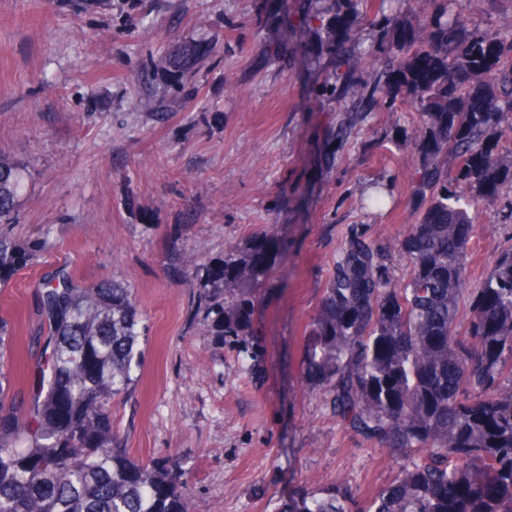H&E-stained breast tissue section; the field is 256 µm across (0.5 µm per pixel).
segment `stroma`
Segmentation results:
<instances>
[{"instance_id":"1","label":"stroma","mask_w":512,"mask_h":512,"mask_svg":"<svg viewBox=\"0 0 512 512\" xmlns=\"http://www.w3.org/2000/svg\"><path fill=\"white\" fill-rule=\"evenodd\" d=\"M315 0H0V153L20 168L14 222L28 266L0 289L13 376H37V296L64 269L133 288L142 367L112 419L136 460L181 457L191 512H279L302 485L374 491L397 464L342 427L301 372L306 327L352 228L375 243L416 223L407 174L415 112L343 114L318 99L331 68ZM456 8L512 33V0ZM386 208L364 207L375 188ZM469 287L512 247V213L479 208ZM275 225L285 248L259 291L250 367L191 332L193 290L172 246L217 257Z\"/></svg>"}]
</instances>
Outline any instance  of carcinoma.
Listing matches in <instances>:
<instances>
[{
    "mask_svg": "<svg viewBox=\"0 0 512 512\" xmlns=\"http://www.w3.org/2000/svg\"><path fill=\"white\" fill-rule=\"evenodd\" d=\"M317 2L332 55L317 96L341 102L352 72L376 59L373 82L344 111L413 107L406 149L426 205L385 245L351 230L302 364L336 420L388 451L398 474L365 499L345 479L305 486L280 512H512V249L470 294L457 331L479 204L512 191V152L501 145L512 129V36L448 16L450 0H426L411 24L387 12L394 0ZM360 5L375 31L366 50L350 21ZM16 191L17 167L0 155V226ZM275 246L267 228L219 259L175 246L167 256L171 276L194 291L190 329L254 363L252 318ZM33 251L0 232V287ZM38 311L47 336L31 395L12 379V331L0 319V512H190L180 459L140 462L113 427L112 403L131 392L144 355L133 290L60 273L42 284Z\"/></svg>",
    "mask_w": 512,
    "mask_h": 512,
    "instance_id": "carcinoma-1",
    "label": "carcinoma"
}]
</instances>
